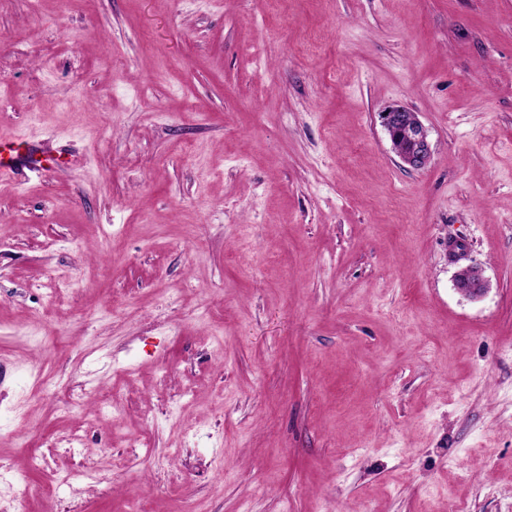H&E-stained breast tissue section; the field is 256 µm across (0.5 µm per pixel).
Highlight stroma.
Instances as JSON below:
<instances>
[{"label": "stroma", "instance_id": "stroma-1", "mask_svg": "<svg viewBox=\"0 0 512 512\" xmlns=\"http://www.w3.org/2000/svg\"><path fill=\"white\" fill-rule=\"evenodd\" d=\"M0 130V512H512V0H0ZM381 125L388 135L393 148L404 167L420 170L431 161L433 150L428 131L417 118L415 112L402 104H394L380 114ZM401 132L404 140L402 147L397 134ZM22 149V151H21ZM65 148L55 151L21 134H0V180H10L20 171L48 172L64 163ZM454 283L461 294L472 299L482 297L489 289L481 267L475 264L460 266L455 273Z\"/></svg>", "mask_w": 512, "mask_h": 512}]
</instances>
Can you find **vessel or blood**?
<instances>
[{"instance_id": "vessel-or-blood-1", "label": "vessel or blood", "mask_w": 512, "mask_h": 512, "mask_svg": "<svg viewBox=\"0 0 512 512\" xmlns=\"http://www.w3.org/2000/svg\"><path fill=\"white\" fill-rule=\"evenodd\" d=\"M65 149L48 148L45 144L20 134H0V180L11 179L20 171L47 172L61 165Z\"/></svg>"}]
</instances>
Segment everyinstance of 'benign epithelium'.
Returning a JSON list of instances; mask_svg holds the SVG:
<instances>
[{
	"mask_svg": "<svg viewBox=\"0 0 512 512\" xmlns=\"http://www.w3.org/2000/svg\"><path fill=\"white\" fill-rule=\"evenodd\" d=\"M380 120L391 143L404 140L403 146L395 149L404 167L420 170L429 164L433 150L428 131L414 112L402 104H394L380 114ZM454 283L461 294L472 299L482 297L488 290L483 271L475 264L460 266Z\"/></svg>",
	"mask_w": 512,
	"mask_h": 512,
	"instance_id": "1",
	"label": "benign epithelium"
}]
</instances>
